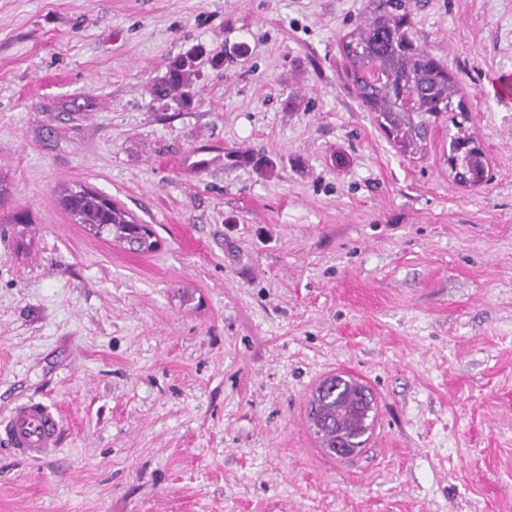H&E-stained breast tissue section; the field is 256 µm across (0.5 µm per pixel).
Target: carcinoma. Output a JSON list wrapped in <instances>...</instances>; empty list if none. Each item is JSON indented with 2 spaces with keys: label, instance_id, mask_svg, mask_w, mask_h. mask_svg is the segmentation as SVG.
Returning a JSON list of instances; mask_svg holds the SVG:
<instances>
[{
  "label": "carcinoma",
  "instance_id": "obj_1",
  "mask_svg": "<svg viewBox=\"0 0 512 512\" xmlns=\"http://www.w3.org/2000/svg\"><path fill=\"white\" fill-rule=\"evenodd\" d=\"M416 8L417 0H370L368 16L342 42L349 63L346 75L358 98L366 111L378 113L381 127L403 152L425 138L429 117L454 111L465 116L462 86L416 35L412 21ZM198 57L199 52L192 51L172 60L163 79L152 87L153 96L190 106ZM406 97L412 100L408 109L402 104ZM453 126L456 132L448 135V153L455 154L458 165L471 174L472 184L483 183L489 177L484 153L472 146L475 139L464 122ZM63 204L74 223L87 224L98 235L107 233L133 252L153 251L152 230L128 219L111 199L81 187L70 190ZM319 402L318 413L335 427L342 407L326 395Z\"/></svg>",
  "mask_w": 512,
  "mask_h": 512
}]
</instances>
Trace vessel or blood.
Listing matches in <instances>:
<instances>
[{"label":"vessel or blood","instance_id":"obj_1","mask_svg":"<svg viewBox=\"0 0 512 512\" xmlns=\"http://www.w3.org/2000/svg\"><path fill=\"white\" fill-rule=\"evenodd\" d=\"M61 429V419L50 406L31 400L0 420V440L20 456L38 460L57 448Z\"/></svg>","mask_w":512,"mask_h":512}]
</instances>
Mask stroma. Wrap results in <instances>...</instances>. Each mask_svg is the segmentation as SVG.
Returning <instances> with one entry per match:
<instances>
[{"instance_id": "stroma-1", "label": "stroma", "mask_w": 512, "mask_h": 512, "mask_svg": "<svg viewBox=\"0 0 512 512\" xmlns=\"http://www.w3.org/2000/svg\"><path fill=\"white\" fill-rule=\"evenodd\" d=\"M367 0H0V512H512V0H420L490 180L449 114L398 151L345 76ZM196 46L194 101L149 93ZM250 152L269 170L236 164ZM85 187L148 225L74 223ZM374 394L362 451L311 428L319 383ZM63 204L74 223L88 224L98 235H112L113 240L126 244L133 252L153 251L157 240H151L152 230L145 224L127 219L126 212L111 199L80 187L71 189ZM62 422L58 414L41 401L18 405L0 420V437L17 454L39 460L51 454L59 444Z\"/></svg>"}]
</instances>
